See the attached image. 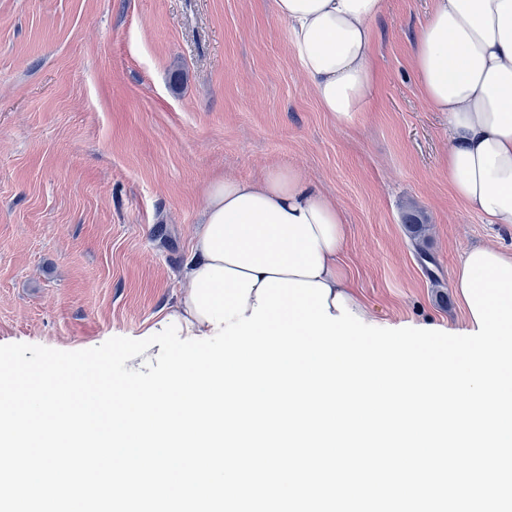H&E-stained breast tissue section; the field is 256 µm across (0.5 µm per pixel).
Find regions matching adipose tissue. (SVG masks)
Listing matches in <instances>:
<instances>
[{
	"label": "adipose tissue",
	"instance_id": "obj_1",
	"mask_svg": "<svg viewBox=\"0 0 512 512\" xmlns=\"http://www.w3.org/2000/svg\"><path fill=\"white\" fill-rule=\"evenodd\" d=\"M385 0H274L292 54L323 111L353 127L375 84L373 21ZM415 66L435 111L448 117V181L488 223L512 226V0H435L415 38ZM346 217L292 165L207 187L181 271L191 288L207 265L258 279L321 282L360 317L368 311L341 265Z\"/></svg>",
	"mask_w": 512,
	"mask_h": 512
}]
</instances>
